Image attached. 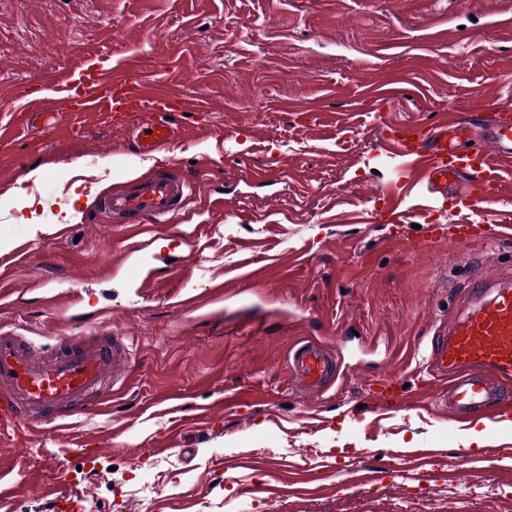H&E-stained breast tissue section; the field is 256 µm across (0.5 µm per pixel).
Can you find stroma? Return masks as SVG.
Masks as SVG:
<instances>
[{"mask_svg":"<svg viewBox=\"0 0 512 512\" xmlns=\"http://www.w3.org/2000/svg\"><path fill=\"white\" fill-rule=\"evenodd\" d=\"M509 16L512 0H0V100L93 57L212 108L206 129L149 158L94 117L84 139L36 129L0 163V236L14 245L0 291L21 299L0 327L55 344L59 309L38 288L49 276L133 354L103 403L54 429L0 432L12 485L0 512H64L76 492L86 512H512L499 473L512 432L468 446L423 364L473 274L512 272V246L431 242L427 227L512 224V181L482 207L472 185H430L386 137L480 97L512 104ZM393 81L399 94L378 108ZM165 163L194 184L200 240L172 281L224 283L196 311L173 309L163 288L133 301L114 273L130 240L170 262L153 228L86 219L97 197ZM32 169L39 233L3 198ZM303 340L343 350L325 392L303 391L287 366ZM383 376L403 405L372 392ZM227 391L256 403L219 405ZM55 470L65 480L45 484Z\"/></svg>","mask_w":512,"mask_h":512,"instance_id":"1","label":"stroma"}]
</instances>
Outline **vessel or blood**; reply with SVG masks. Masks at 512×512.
<instances>
[{
  "label": "vessel or blood",
  "instance_id": "vessel-or-blood-1",
  "mask_svg": "<svg viewBox=\"0 0 512 512\" xmlns=\"http://www.w3.org/2000/svg\"><path fill=\"white\" fill-rule=\"evenodd\" d=\"M48 84L56 91L55 99L23 89L0 106L1 147L16 144L37 124L49 136L61 131L83 137L89 132L88 117L97 116L129 134L138 155L149 156L167 150L181 135L171 114L182 113L198 126L210 120L208 102L128 67L105 69L85 63L54 71ZM58 112L72 117L61 130L49 123ZM472 128L471 120L452 115L428 129L418 123L393 126L387 136L400 156L422 166L429 183L447 187L471 182L491 203L504 181V167H512V118L504 116L492 124L485 148L463 165L458 147ZM192 195V184L168 165L142 177L134 189L100 196L96 209L113 223L162 229L164 238L191 252L198 245L196 235L179 224ZM457 237L499 243L512 238V226L461 224ZM125 254L135 266L128 279L134 297H144L148 288L169 280V273L154 265L146 243L127 246ZM222 296L218 284L205 296L183 285L175 294V306L200 308ZM128 359L126 344L112 336L78 344L65 338L55 346L37 348L0 328V428L25 431L72 416L74 408L104 397L110 382L122 377ZM288 362L314 393L334 370L333 358L308 342L292 350ZM428 366L433 376L448 384L441 401L450 424L462 426L477 410L488 412L494 421L512 417V393L503 387L512 380L511 278L479 280L470 287L458 315L433 340Z\"/></svg>",
  "mask_w": 512,
  "mask_h": 512
}]
</instances>
